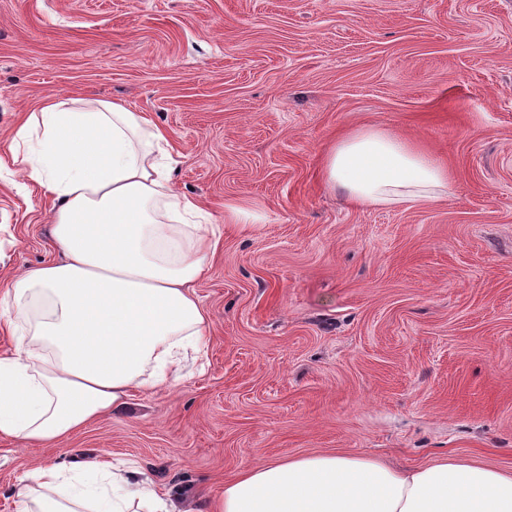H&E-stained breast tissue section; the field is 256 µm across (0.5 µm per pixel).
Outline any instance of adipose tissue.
Returning <instances> with one entry per match:
<instances>
[{"mask_svg":"<svg viewBox=\"0 0 512 512\" xmlns=\"http://www.w3.org/2000/svg\"><path fill=\"white\" fill-rule=\"evenodd\" d=\"M36 154L13 163L53 199L63 255L0 290L12 351L0 355V436L69 438L133 393L174 386L187 351L207 347L209 318L194 285L218 240L199 204L171 181L165 131L119 102L46 99L16 130ZM325 185L377 207L440 199L447 168L376 127L349 132L324 155ZM37 468L20 512H181L137 470L99 460ZM211 512H512V470L441 456L397 469L365 456L319 453L248 465Z\"/></svg>","mask_w":512,"mask_h":512,"instance_id":"ef3b65f1","label":"adipose tissue"}]
</instances>
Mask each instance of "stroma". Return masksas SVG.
<instances>
[{"label": "stroma", "instance_id": "1", "mask_svg": "<svg viewBox=\"0 0 512 512\" xmlns=\"http://www.w3.org/2000/svg\"><path fill=\"white\" fill-rule=\"evenodd\" d=\"M49 97L163 127L222 238L203 371L58 444L0 438V512L48 460L128 464L185 512L270 458L512 469V0H0V288L60 257L9 149ZM360 126L427 151L451 194L331 192L324 152Z\"/></svg>", "mask_w": 512, "mask_h": 512}]
</instances>
